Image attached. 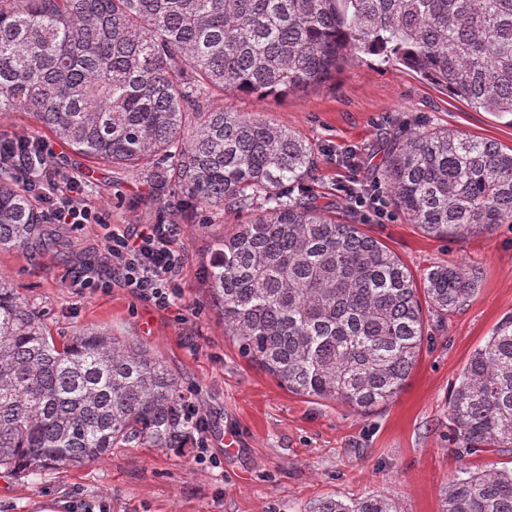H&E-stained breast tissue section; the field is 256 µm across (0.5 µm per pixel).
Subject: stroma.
Wrapping results in <instances>:
<instances>
[{
  "mask_svg": "<svg viewBox=\"0 0 512 512\" xmlns=\"http://www.w3.org/2000/svg\"><path fill=\"white\" fill-rule=\"evenodd\" d=\"M233 112L258 113L304 136L318 156L309 192L353 210L340 184L374 182L390 138L448 127L512 148V125L471 108L415 72L366 55L333 80L278 103L253 96L214 97ZM51 169L80 176L85 199L105 224L60 225L67 251L0 249V273L48 313L54 335L98 327L147 346L191 392L208 419V459L196 447L113 449L104 459L39 475L0 474V512H303L317 499L351 502L379 495L400 512H441L440 490L454 476L512 467V455L459 451L450 431L452 388L475 349L512 311V226L454 241L427 236L401 214L361 228L395 251L416 281L434 266L463 261L480 269L477 292L425 343L396 398L362 416L345 405L291 393L244 357L211 309L202 276L213 243L235 218L184 211L177 196L153 190L146 174L96 164L55 144ZM166 217L180 224L176 247L187 257L177 283L178 313L156 310L118 286L79 288L77 269L105 254L107 230L123 232Z\"/></svg>",
  "mask_w": 512,
  "mask_h": 512,
  "instance_id": "35a3bbf8",
  "label": "stroma"
}]
</instances>
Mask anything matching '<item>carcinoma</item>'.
Returning a JSON list of instances; mask_svg holds the SVG:
<instances>
[{
  "instance_id": "cac0c4a2",
  "label": "carcinoma",
  "mask_w": 512,
  "mask_h": 512,
  "mask_svg": "<svg viewBox=\"0 0 512 512\" xmlns=\"http://www.w3.org/2000/svg\"><path fill=\"white\" fill-rule=\"evenodd\" d=\"M389 54L512 126V0H0V111L26 112L88 159L152 174L189 211L250 218L213 245V307L242 354L288 391L365 414L402 389L438 318L477 291L479 268L438 264L417 288L393 250L302 193L317 158L299 133L215 106L283 97L361 54ZM395 210L451 241L512 223V149L450 128L388 143ZM42 226L27 178L0 166V248ZM191 397L146 346L97 328L57 340L0 275V469L40 474L130 444L184 448ZM459 448L512 451V312L462 369L450 400ZM442 512H512V470L466 472ZM306 512H400L373 495Z\"/></svg>"
}]
</instances>
